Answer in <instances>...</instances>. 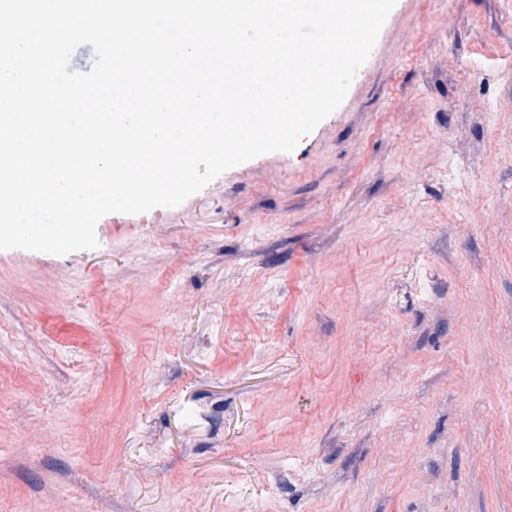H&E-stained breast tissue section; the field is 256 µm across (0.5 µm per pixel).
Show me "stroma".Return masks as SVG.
Masks as SVG:
<instances>
[{
	"label": "stroma",
	"instance_id": "stroma-1",
	"mask_svg": "<svg viewBox=\"0 0 512 512\" xmlns=\"http://www.w3.org/2000/svg\"><path fill=\"white\" fill-rule=\"evenodd\" d=\"M96 235L0 251V512H512V0H397L293 152Z\"/></svg>",
	"mask_w": 512,
	"mask_h": 512
}]
</instances>
